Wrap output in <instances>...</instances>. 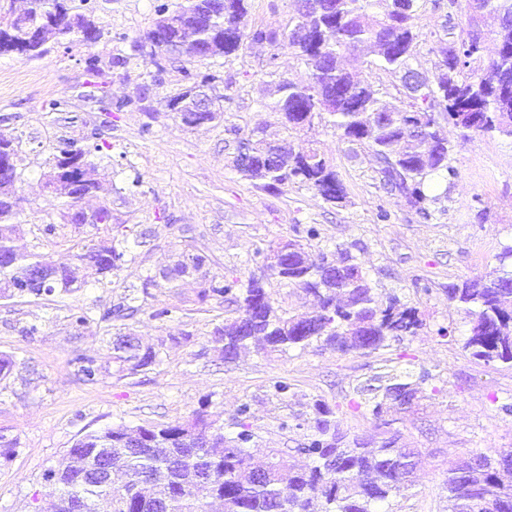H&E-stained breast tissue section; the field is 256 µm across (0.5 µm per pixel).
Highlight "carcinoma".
I'll return each instance as SVG.
<instances>
[{
  "instance_id": "carcinoma-1",
  "label": "carcinoma",
  "mask_w": 512,
  "mask_h": 512,
  "mask_svg": "<svg viewBox=\"0 0 512 512\" xmlns=\"http://www.w3.org/2000/svg\"><path fill=\"white\" fill-rule=\"evenodd\" d=\"M303 17L294 15L281 29L250 28L248 0H185L176 13L182 24L194 30L195 42L177 46L188 63L209 61L233 54L252 43L266 42L302 59L309 68V81L299 85L284 76L275 80V98L270 108L281 115L290 134H298L319 119L330 124L341 141L372 154L384 186L404 195L419 214L429 218L426 193L433 175L452 174L451 146L445 125L465 133L490 134L512 139V89L504 94L494 86L499 75L512 83V0H465L468 11L497 19L506 31L497 58L489 60L472 52L473 18L468 29L455 38L437 39L439 60L432 80L416 94L405 91L408 104L390 109L378 90L355 79L353 70L376 67L404 78L417 62L422 34L415 18L420 0H300ZM15 43L29 45L38 38L35 57L44 46L80 38L79 32L95 25L91 15L77 11L70 0H28V8L7 18ZM143 42L142 53L154 70L147 72L151 85L161 86L166 74L171 36L156 21ZM128 65L117 55L104 62L100 55L84 58L86 72L101 79L106 71ZM187 88L163 98L165 106L189 126L194 121ZM322 99L332 100L325 112ZM107 114L125 112L139 100H112L102 95ZM102 128L93 126L72 142L70 158L52 156L45 186L67 200V211L80 204L82 195L97 190L89 177L94 153L100 151ZM250 165L237 163L239 171L270 189L299 184L315 191L328 203H340L345 191L319 149L257 140L252 145ZM18 179L0 177V299L16 297V288L26 287L29 296L68 295L86 283L87 275L100 284L111 282L130 259L127 250L112 238L95 234L99 226L112 224V210L102 205L90 223L94 232L74 243L73 263L63 274L46 283L30 282L35 267H48L36 253H21L14 240L22 230L18 214ZM277 279L302 289L318 301L313 313L287 314L274 307L266 282L254 276L243 281L210 271L209 256L202 251L182 252L173 262L165 281L170 288L184 276L200 284L199 301L235 299V315L224 319L211 332L224 359H235L251 343L264 350L322 343L336 352L373 353L392 338L413 336L421 326L417 310L395 297L379 299L361 263L348 254L336 260L322 253L312 261L304 244L293 239ZM499 269L483 278L448 286V301L469 318L464 348L487 364H512V245L498 256ZM134 307L121 301L101 315V320H123ZM118 334L109 339L112 359L128 375L158 362L152 347L135 351ZM77 375L95 383L103 367L94 356L77 353L72 359ZM430 375L404 369L384 376L383 383L356 389V407H365L384 428L379 444L368 446L358 438L347 439L326 404H314L311 438L297 452L310 463L295 468L274 453L264 466V477H256L247 445L254 433L248 405L238 411V432L227 444L223 427L203 411L192 419L166 424L131 427L118 424L80 436L68 450L69 462L62 469L50 468L44 479L57 488L59 503H71L66 512H212L214 504L223 512H380L378 506L409 490L413 485L416 453L399 445V432L389 418L393 410L411 407L426 393ZM482 464L461 462L448 471L446 489L451 512H512V450L481 455ZM105 464L124 473L119 486L104 481L97 467Z\"/></svg>"
}]
</instances>
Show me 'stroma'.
I'll use <instances>...</instances> for the list:
<instances>
[{"mask_svg": "<svg viewBox=\"0 0 512 512\" xmlns=\"http://www.w3.org/2000/svg\"><path fill=\"white\" fill-rule=\"evenodd\" d=\"M158 0H80L92 11L100 39L92 45L72 41L50 48L40 58L0 55V133L20 136L22 154L16 241L23 252L41 254L56 264L72 261L73 225L62 222L63 202L44 188L47 161L86 124L110 121L104 133L109 152L96 154L92 176L99 185L87 207L107 205L111 235L135 255L110 284L95 279L60 298L0 300V353L14 366L0 381V435L15 443L8 463L0 462V512H51L57 491L43 478L59 466L82 434L113 424H160L206 410L236 434V413L250 407L254 439L249 451L264 460L277 449L302 463L298 447L306 442L314 401L327 403L348 437L378 443L382 430L373 416L350 405L353 391L371 378L405 367L430 373L435 393L398 413L400 443L419 452L416 485L386 504V512H448V470L458 460L512 448V366L484 364L463 347L469 324L448 302L446 288L488 275L498 268L502 247L512 244V140L462 136L449 129L452 177L446 178L422 217L404 195L383 189L372 156L339 141L330 125L318 122L300 134L329 158L346 192L344 202H325L296 184L265 189L234 166L240 142L286 138L281 117L270 108V70L295 82L309 71L301 59L274 54L268 44L221 59L192 64L193 72L215 77L223 94L222 120L189 128L164 103L180 91L182 61L167 65L165 83L145 86L146 66L132 48L155 24ZM466 25L463 9L448 0H424L415 25L423 36L441 32L446 21ZM127 56L111 69L107 91L115 98H141L142 107L105 117L89 97L88 53ZM64 96L65 112H44L47 99ZM58 224L56 243L39 240L37 225ZM315 226L310 255L349 252L365 269L379 298L398 296L415 307L422 321L416 335L390 341L370 353L341 354L311 345L304 349L242 351L225 361L210 338L213 327L231 315L232 304H197L195 277L177 287L146 286L147 277L185 250H204L212 272L248 278L259 274L251 256L296 231ZM135 314L127 323L143 344L159 348L161 361L138 374L118 373L108 339L116 322L102 314L124 298ZM172 311L164 321L151 319L154 308ZM83 307L97 322L74 334L69 310ZM36 322L39 334L25 335ZM448 335H438L439 327ZM95 355L104 367L100 380H79L75 353ZM291 386L287 400L274 394V382Z\"/></svg>", "mask_w": 512, "mask_h": 512, "instance_id": "obj_1", "label": "stroma"}]
</instances>
